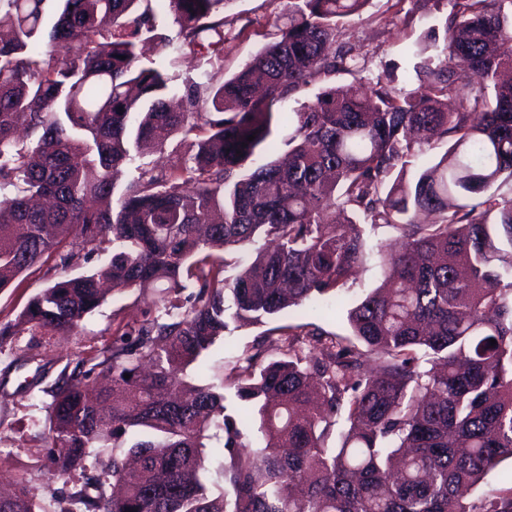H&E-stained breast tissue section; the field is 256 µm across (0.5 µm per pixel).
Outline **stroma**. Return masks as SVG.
<instances>
[{
  "label": "stroma",
  "instance_id": "1",
  "mask_svg": "<svg viewBox=\"0 0 512 512\" xmlns=\"http://www.w3.org/2000/svg\"><path fill=\"white\" fill-rule=\"evenodd\" d=\"M387 7L386 0H370L361 13L346 19L340 40L358 55L365 80L391 72L395 75V90L408 92L416 89L417 81L409 72L407 48L424 36L431 19L447 14L448 2L425 0L418 6L407 2L394 17L389 16ZM283 9L281 0H230L224 10L229 35L224 48L225 75L241 70L264 43L266 34L284 24ZM56 277L55 263L50 260L0 289V326L13 322L28 300ZM380 282L378 269L360 268L349 280L342 307L335 316L322 318L304 307L289 310L279 322H312L331 333L348 335L347 308ZM161 296L158 288L144 297L131 291L108 296L84 318L74 335L26 325L14 326L9 335L0 336V482L21 479L30 496L50 501L61 484L50 480L44 467L45 439L40 429L50 401L46 388L54 385L64 369L111 348L117 325L141 320L148 305L159 302ZM261 332V327L245 325L218 340L194 364L191 374L195 381L210 382Z\"/></svg>",
  "mask_w": 512,
  "mask_h": 512
}]
</instances>
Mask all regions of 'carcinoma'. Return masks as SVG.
<instances>
[{"label":"carcinoma","mask_w":512,"mask_h":512,"mask_svg":"<svg viewBox=\"0 0 512 512\" xmlns=\"http://www.w3.org/2000/svg\"><path fill=\"white\" fill-rule=\"evenodd\" d=\"M48 2L0 0V288L45 257L59 276L0 335L73 332L103 280L164 289L50 391L47 471L81 470L58 512H512V486L463 495L512 460V0H448L408 49L416 89L385 74L312 102L310 84L363 71L337 36L370 0H286L244 68L179 83L140 44L210 65L229 0H55L52 17ZM283 128L288 160L270 161ZM178 136L167 167L122 180ZM365 224L395 242L369 244ZM368 263L383 281L347 310L351 335L270 328L219 382L188 379L230 326L339 301ZM214 439L219 497L203 478ZM95 448L112 449L105 475L86 465ZM0 512L51 509L19 481Z\"/></svg>","instance_id":"1"}]
</instances>
